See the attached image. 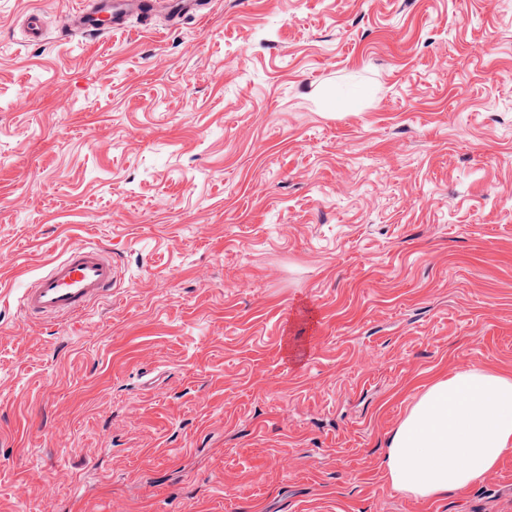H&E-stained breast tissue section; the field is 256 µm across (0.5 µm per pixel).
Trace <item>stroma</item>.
Masks as SVG:
<instances>
[{
  "mask_svg": "<svg viewBox=\"0 0 512 512\" xmlns=\"http://www.w3.org/2000/svg\"><path fill=\"white\" fill-rule=\"evenodd\" d=\"M76 2L0 0V512H512V450L435 499L381 465L512 371V0ZM78 242L119 288L26 319ZM155 7V0H87L67 15L64 26L71 34L112 35L126 27L131 15L149 22ZM172 20L183 19L187 16L199 17L205 14L208 0H165Z\"/></svg>",
  "mask_w": 512,
  "mask_h": 512,
  "instance_id": "35a3bbf8",
  "label": "stroma"
}]
</instances>
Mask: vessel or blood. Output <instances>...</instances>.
Masks as SVG:
<instances>
[{
    "instance_id": "vessel-or-blood-1",
    "label": "vessel or blood",
    "mask_w": 512,
    "mask_h": 512,
    "mask_svg": "<svg viewBox=\"0 0 512 512\" xmlns=\"http://www.w3.org/2000/svg\"><path fill=\"white\" fill-rule=\"evenodd\" d=\"M169 15L178 20L204 15L209 0H165ZM155 0H81L65 21L73 34L103 36L123 30L129 16L150 21ZM117 285L111 252L97 244H77L54 259L21 296L26 316L62 320L84 314L111 295Z\"/></svg>"
}]
</instances>
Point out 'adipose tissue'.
Wrapping results in <instances>:
<instances>
[{
  "instance_id": "adipose-tissue-1",
  "label": "adipose tissue",
  "mask_w": 512,
  "mask_h": 512,
  "mask_svg": "<svg viewBox=\"0 0 512 512\" xmlns=\"http://www.w3.org/2000/svg\"><path fill=\"white\" fill-rule=\"evenodd\" d=\"M512 449V373L470 366L434 380L393 431L382 460L417 499L465 488Z\"/></svg>"
}]
</instances>
